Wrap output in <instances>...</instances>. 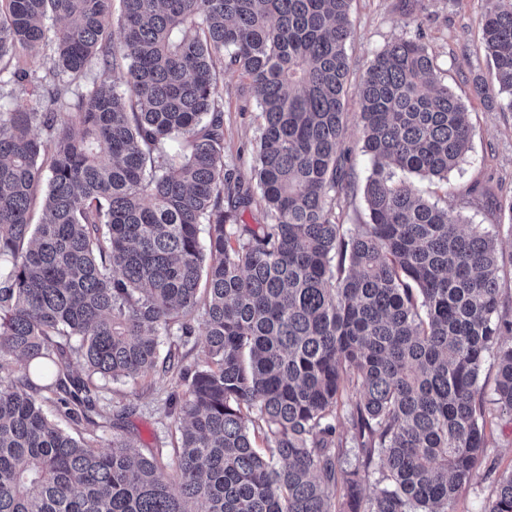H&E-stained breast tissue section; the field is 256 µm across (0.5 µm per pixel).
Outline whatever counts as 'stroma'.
I'll use <instances>...</instances> for the list:
<instances>
[{
	"label": "stroma",
	"instance_id": "stroma-1",
	"mask_svg": "<svg viewBox=\"0 0 512 512\" xmlns=\"http://www.w3.org/2000/svg\"><path fill=\"white\" fill-rule=\"evenodd\" d=\"M412 15H405L401 0H351L352 37L347 45L349 82L345 101L343 149L348 157L352 187L340 202L342 220L360 224L366 219L365 178L371 162L362 150L359 85L368 61L387 44L401 37L421 35L448 85L465 104L473 126L471 149L448 175L447 183L417 179L425 195L438 198L454 187L455 213L466 222L482 225L497 235L505 263L500 271L512 282V221L499 210V202L512 198V111L499 100L476 95L478 79L487 77L488 61L481 43L484 0H413ZM224 96V161L234 167L243 183L255 185L253 156L264 124L256 107L252 81L239 71L215 66ZM489 188L491 200L467 195L471 184ZM98 408L101 416L94 435L101 449H108L112 425L123 421L141 448H172L175 417L171 396L184 389L182 381L156 371L137 380L101 379ZM486 443L471 478L459 489L450 512H482L493 495L498 478L512 473V414L486 401Z\"/></svg>",
	"mask_w": 512,
	"mask_h": 512
}]
</instances>
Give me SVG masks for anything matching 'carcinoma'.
<instances>
[{"instance_id": "cac0c4a2", "label": "carcinoma", "mask_w": 512, "mask_h": 512, "mask_svg": "<svg viewBox=\"0 0 512 512\" xmlns=\"http://www.w3.org/2000/svg\"><path fill=\"white\" fill-rule=\"evenodd\" d=\"M112 2L0 0V87L35 97L0 111V512H335L339 492L348 512H448L486 448L492 352L512 414V316L496 235L411 181H448L472 141L422 38L376 53L359 88L371 169L352 228L350 0H119L117 43ZM485 2L476 91L512 110V0ZM224 58L264 116L254 189L224 162ZM200 309L203 363L160 356ZM158 368L187 385L172 455L116 423L101 450L44 411L78 424L93 377ZM483 512H512V473Z\"/></svg>"}]
</instances>
